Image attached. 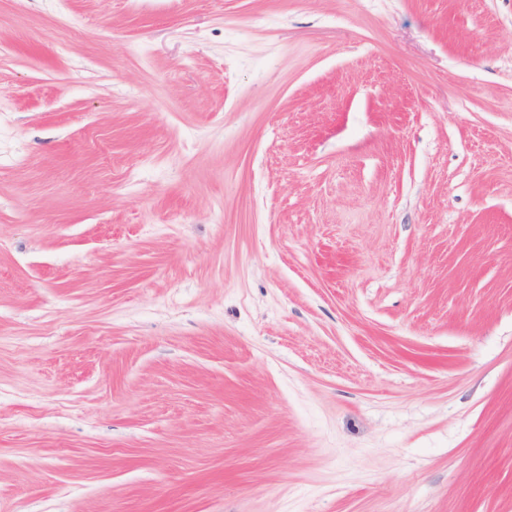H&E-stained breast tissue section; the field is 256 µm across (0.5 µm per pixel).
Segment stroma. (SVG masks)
Instances as JSON below:
<instances>
[{"instance_id":"obj_1","label":"stroma","mask_w":512,"mask_h":512,"mask_svg":"<svg viewBox=\"0 0 512 512\" xmlns=\"http://www.w3.org/2000/svg\"><path fill=\"white\" fill-rule=\"evenodd\" d=\"M0 512H512V0H0Z\"/></svg>"}]
</instances>
